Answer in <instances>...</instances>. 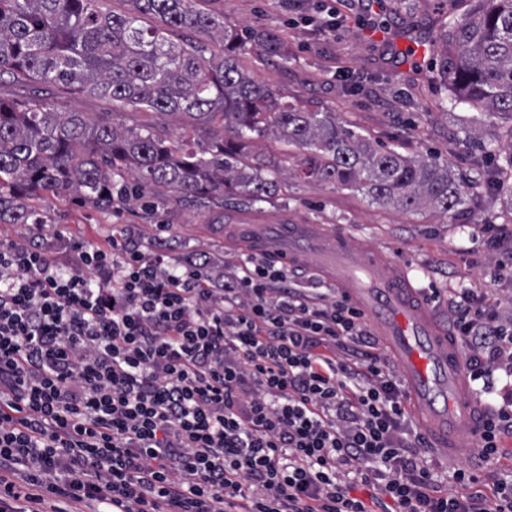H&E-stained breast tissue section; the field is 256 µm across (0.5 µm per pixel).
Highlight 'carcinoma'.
Instances as JSON below:
<instances>
[{"label": "carcinoma", "mask_w": 512, "mask_h": 512, "mask_svg": "<svg viewBox=\"0 0 512 512\" xmlns=\"http://www.w3.org/2000/svg\"><path fill=\"white\" fill-rule=\"evenodd\" d=\"M0 0V78L109 98L116 106L165 116L183 112L196 126L167 146L149 128L98 123L82 112L20 108L0 99V223L39 224L30 200L75 192L94 206L112 205L128 185L141 197L173 193L209 205L227 200L247 209L278 196L274 164L250 158L249 145L275 129L302 158L295 176L362 193L370 202L444 213L468 205L448 164L412 159L375 147L327 112L288 100V93L242 67L248 38L267 58L288 64L279 35H250L199 0ZM448 20L433 58L451 87L450 110L480 106L512 117V0H472ZM180 33L186 38L172 41ZM221 126L226 135L203 146L198 133Z\"/></svg>", "instance_id": "carcinoma-1"}]
</instances>
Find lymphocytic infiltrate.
Masks as SVG:
<instances>
[{"mask_svg":"<svg viewBox=\"0 0 512 512\" xmlns=\"http://www.w3.org/2000/svg\"><path fill=\"white\" fill-rule=\"evenodd\" d=\"M70 253L0 241V512H512V481L487 496L458 470L438 492L393 365L336 289L253 255L215 276L121 233ZM451 310L470 382L512 374V317L473 288ZM507 434L508 394L485 461Z\"/></svg>","mask_w":512,"mask_h":512,"instance_id":"f902f5d3","label":"lymphocytic infiltrate"}]
</instances>
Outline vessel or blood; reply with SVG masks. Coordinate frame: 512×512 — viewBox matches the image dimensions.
I'll use <instances>...</instances> for the list:
<instances>
[{"instance_id": "b4317fda", "label": "vessel or blood", "mask_w": 512, "mask_h": 512, "mask_svg": "<svg viewBox=\"0 0 512 512\" xmlns=\"http://www.w3.org/2000/svg\"><path fill=\"white\" fill-rule=\"evenodd\" d=\"M224 239L256 253L269 245L265 224H227ZM276 256L285 265L308 266L346 292L397 361L412 417L431 447L452 461L467 457L484 415L467 388L463 351L451 341L405 271L321 224H285Z\"/></svg>"}]
</instances>
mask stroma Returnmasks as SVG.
Wrapping results in <instances>:
<instances>
[{
    "instance_id": "35a3bbf8",
    "label": "stroma",
    "mask_w": 512,
    "mask_h": 512,
    "mask_svg": "<svg viewBox=\"0 0 512 512\" xmlns=\"http://www.w3.org/2000/svg\"><path fill=\"white\" fill-rule=\"evenodd\" d=\"M331 0H202V9L222 15L226 25L250 32L277 33L288 52L287 67L263 60L249 45L244 65L251 76L294 94L310 110L333 113L337 123L362 133L374 145L417 159L449 163L471 203L461 212L443 214L426 207L406 212L373 204L361 194L316 180L291 177L279 195L255 209L225 207L228 224H327L392 261L409 267L413 285L436 289L432 307L449 323V303L456 291L486 293L503 315L512 314V280L494 278L499 254L481 242L487 224L512 230V167L501 165L496 186L477 177L476 162L485 143L512 139V117L465 107L443 114L446 85L435 81L419 46L431 41L450 18L463 16L469 0H380L375 13L359 0H347L336 30H320L308 20L322 15ZM0 99L27 107L45 102L60 112H84L99 122L151 128L173 142L192 120L184 114L156 118L144 112H116L104 98L71 92L67 87L0 80ZM471 143H464L465 134ZM44 223L61 227L69 241L104 244L123 230L142 246L162 242L177 259L208 255L219 269L244 259L243 247L226 244L212 211L197 203L163 197L148 205L134 198L113 199L95 207L75 194H47L34 199ZM429 466L444 474L465 469L478 476L476 491H487L492 477L512 476V461H484L478 450L450 462L434 449L421 451Z\"/></svg>"
}]
</instances>
